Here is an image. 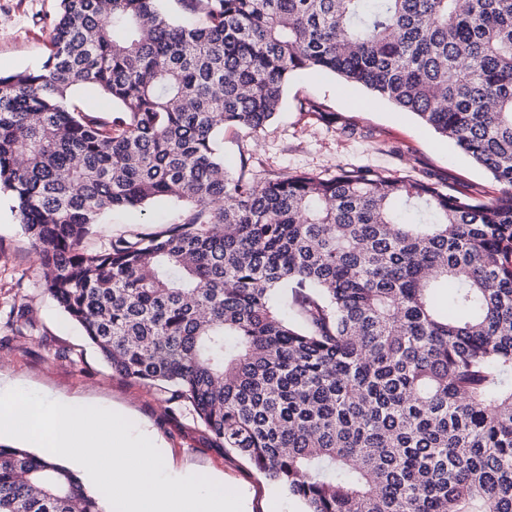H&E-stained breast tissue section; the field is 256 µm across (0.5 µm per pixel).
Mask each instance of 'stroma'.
I'll return each mask as SVG.
<instances>
[{
	"label": "stroma",
	"instance_id": "35a3bbf8",
	"mask_svg": "<svg viewBox=\"0 0 512 512\" xmlns=\"http://www.w3.org/2000/svg\"><path fill=\"white\" fill-rule=\"evenodd\" d=\"M59 0H0V72L40 69L50 51ZM321 104L333 121L299 109ZM227 170L247 167L263 179L277 173L322 176L359 168L434 183L458 197L482 201L499 185L448 139L367 90L320 71L297 72L276 117L262 130L226 128L220 144ZM180 211L166 201L146 212L115 211L87 240L96 248L113 238L150 233L176 222ZM0 379L48 399L102 404L151 430L171 475L200 474L224 480L243 496L245 512H303L302 503L269 483L245 460L225 452L183 406L121 376L101 358L43 285V268L13 201L0 192Z\"/></svg>",
	"mask_w": 512,
	"mask_h": 512
}]
</instances>
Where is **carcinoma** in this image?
I'll use <instances>...</instances> for the list:
<instances>
[{
	"mask_svg": "<svg viewBox=\"0 0 512 512\" xmlns=\"http://www.w3.org/2000/svg\"><path fill=\"white\" fill-rule=\"evenodd\" d=\"M163 2L60 0L42 69L0 75V189L46 291L304 512H512V0H175L190 24ZM309 69L414 113L500 195L230 175L224 128L262 129ZM159 200L181 221L85 247ZM0 512L108 509L0 443Z\"/></svg>",
	"mask_w": 512,
	"mask_h": 512,
	"instance_id": "obj_1",
	"label": "carcinoma"
}]
</instances>
